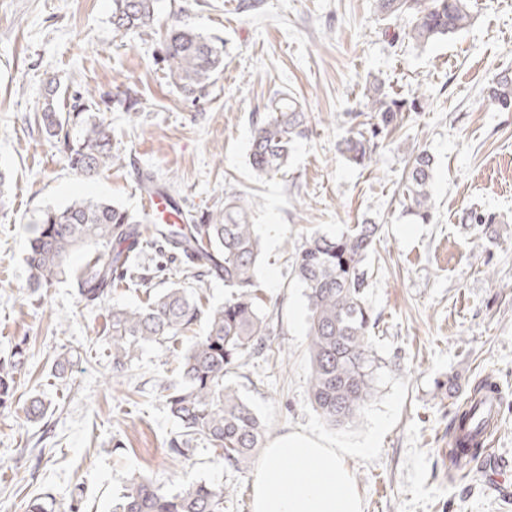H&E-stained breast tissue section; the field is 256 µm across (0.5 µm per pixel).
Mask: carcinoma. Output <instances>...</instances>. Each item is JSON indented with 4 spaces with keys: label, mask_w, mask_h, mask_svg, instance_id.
<instances>
[{
    "label": "carcinoma",
    "mask_w": 512,
    "mask_h": 512,
    "mask_svg": "<svg viewBox=\"0 0 512 512\" xmlns=\"http://www.w3.org/2000/svg\"><path fill=\"white\" fill-rule=\"evenodd\" d=\"M157 0H112V29L121 36L151 27ZM387 19L412 17L410 38L419 47L464 29L470 19L468 0H377ZM159 60L173 83L188 98L205 94L224 66V45L190 27L171 29L164 38ZM366 131L348 135L339 143L340 154L363 165L372 160L380 140L404 118L421 107L419 96L402 98L377 80L368 89ZM487 98L502 110L512 109V73L499 72L487 85ZM96 105L87 92L85 101L63 113L58 89L49 87L38 115L46 132L63 144L72 170L91 177L112 165V138L101 120L85 125L80 140H69L68 125ZM309 131L308 116L297 101L282 94L266 115L253 121L248 163L259 178H271L288 167L296 139ZM434 158L424 148L408 162L404 185L406 211L418 222L431 219V182ZM253 202L235 193L224 208L186 224H150L149 215L131 212L107 201L74 200L60 209H47L36 219L35 236L26 256L29 283L48 288L71 273L69 258L87 249L85 264L75 274L77 295L86 307L105 303L112 285L130 279L151 283L154 271L136 261L131 249L138 243L159 244L189 260L188 278H215L232 289L224 302L206 308L186 288L170 286L134 307H114L104 330L112 356V373L131 369L146 346L176 348L187 333L194 341L176 356L179 378L163 388L167 409L179 431L167 441L173 459L188 458L202 442L217 452L224 465L248 466L264 447L266 429L228 376L242 361L266 355L271 348L268 316L262 313L257 293L261 237L251 223ZM369 219L336 233L315 231L305 238L294 261V275L305 290L311 402L331 426L353 423L363 405L376 393L379 369L371 341L372 314L367 302L366 261L380 234ZM25 363L23 349L13 360L0 363V408L15 393V372ZM476 411L465 405L450 421V451L475 455L479 444L472 434ZM228 491L206 481L170 492L138 476L131 480L113 512H224ZM73 499L58 505L47 494L28 502L26 512H81Z\"/></svg>",
    "instance_id": "cac0c4a2"
}]
</instances>
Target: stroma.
<instances>
[{"mask_svg": "<svg viewBox=\"0 0 512 512\" xmlns=\"http://www.w3.org/2000/svg\"><path fill=\"white\" fill-rule=\"evenodd\" d=\"M111 14L112 0H0V171L11 178L0 199V361L18 343L27 357L14 404L0 408V512H25L45 493L62 504L79 494L83 512H111L140 475L173 492L198 481L224 486V512H251L254 468L225 467L205 443L183 463L167 453L179 429L162 397L177 379L171 351L146 347L116 377L101 337L112 307L144 304L175 283L202 305L218 304L229 295L223 281L184 279L182 257L149 247L143 263L162 269L152 287L117 284L98 308L79 304L70 278L29 286L24 257L40 210L92 199L138 212L146 175L195 215L222 209L234 193L254 198L273 354L249 358L231 379L270 441L308 422L307 301L292 274L296 249L313 229L381 224L367 260L372 348L408 389L380 460L347 459L364 512H512V497L489 493L480 470L458 477L448 459V424L489 376L509 395L495 451L512 461V112L484 93L493 75L512 71V0H470L466 28L423 49L405 35L391 40L376 0H158L154 29L128 37L113 32ZM174 25L224 41V69L197 101L156 61L160 35ZM377 78L407 98L425 92L426 101L362 168L337 144L359 130L354 115ZM52 80L65 111L93 90L100 108L92 117L112 130L116 159L95 177L75 174L37 119ZM282 93L308 112L309 132L286 174L258 181L248 165L253 121ZM129 94L140 102L134 121ZM419 147L435 158L427 224L403 205L406 162ZM472 209L501 221L465 223ZM63 354L71 363L60 373ZM34 395L51 403L38 422L24 412Z\"/></svg>", "mask_w": 512, "mask_h": 512, "instance_id": "obj_1", "label": "stroma"}]
</instances>
